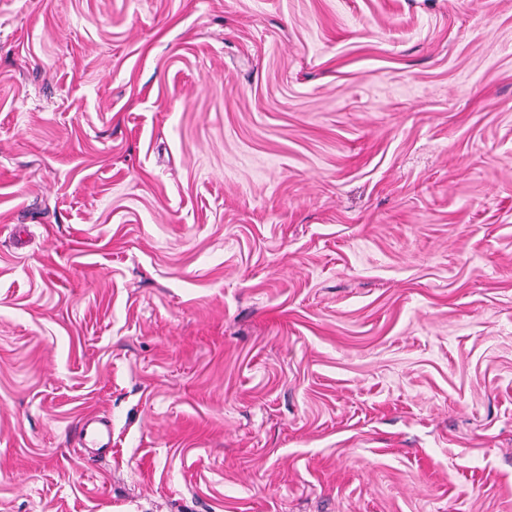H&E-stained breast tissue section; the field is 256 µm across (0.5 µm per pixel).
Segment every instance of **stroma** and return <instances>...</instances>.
Masks as SVG:
<instances>
[{"instance_id": "1", "label": "stroma", "mask_w": 512, "mask_h": 512, "mask_svg": "<svg viewBox=\"0 0 512 512\" xmlns=\"http://www.w3.org/2000/svg\"><path fill=\"white\" fill-rule=\"evenodd\" d=\"M0 512H512V0H0Z\"/></svg>"}]
</instances>
